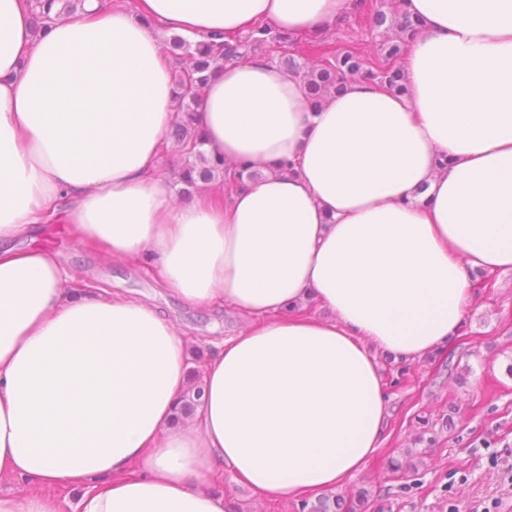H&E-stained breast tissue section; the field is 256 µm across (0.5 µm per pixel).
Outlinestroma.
Wrapping results in <instances>:
<instances>
[{
	"label": "stroma",
	"instance_id": "obj_1",
	"mask_svg": "<svg viewBox=\"0 0 512 512\" xmlns=\"http://www.w3.org/2000/svg\"><path fill=\"white\" fill-rule=\"evenodd\" d=\"M326 33V43L356 47L375 56L370 29L375 0H364ZM77 268L87 283L155 305L202 346L234 335L243 322L227 308L202 314L169 296L144 266L115 262L77 247L63 224L36 238ZM460 336L447 353L417 362L379 357L387 387L384 439L346 491L368 486L369 512H477L498 501L512 512V271L497 274L493 287L477 281ZM406 464L405 476L388 466ZM228 512H296L291 499L257 500L232 475L220 484Z\"/></svg>",
	"mask_w": 512,
	"mask_h": 512
}]
</instances>
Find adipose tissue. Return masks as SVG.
Returning a JSON list of instances; mask_svg holds the SVG:
<instances>
[{
    "instance_id": "obj_1",
    "label": "adipose tissue",
    "mask_w": 512,
    "mask_h": 512,
    "mask_svg": "<svg viewBox=\"0 0 512 512\" xmlns=\"http://www.w3.org/2000/svg\"><path fill=\"white\" fill-rule=\"evenodd\" d=\"M34 4L0 0V480L24 482L0 512H59L61 488L76 512H226V469L262 498L338 489L383 439L378 355L445 352L473 274L512 270V0H403V93L359 77L314 103L263 55L218 68L194 124L225 173L188 202L159 173L160 34L308 36L352 0H84L38 32ZM46 224L243 320L194 415L191 340L28 246Z\"/></svg>"
}]
</instances>
